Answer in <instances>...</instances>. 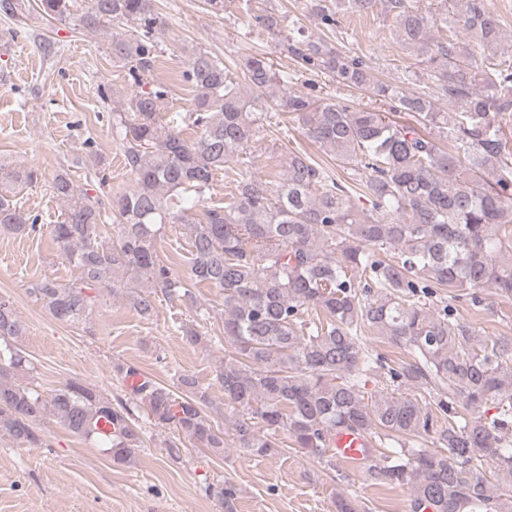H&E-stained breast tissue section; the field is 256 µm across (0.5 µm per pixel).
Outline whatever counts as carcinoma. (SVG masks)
Instances as JSON below:
<instances>
[{"mask_svg": "<svg viewBox=\"0 0 512 512\" xmlns=\"http://www.w3.org/2000/svg\"><path fill=\"white\" fill-rule=\"evenodd\" d=\"M90 2L80 26H112V62L133 87L112 113V135L135 185L112 195L104 175L89 189L68 169L56 174L51 191L67 208L48 228L78 275L30 283V297L57 321L80 325L105 291H122L149 320L158 294L194 305L191 288H217L225 349L216 380L235 417L238 447L272 456L283 433L341 480L333 448L336 436L352 433L364 440L371 484L409 487L406 512H512V341L461 321L445 300L430 303L443 288L471 291L475 307L480 291L512 295V152L502 132L503 118L512 116V58L501 56L504 33L490 0H451L454 9L435 16L410 0H336L334 13L314 5L325 24L337 23V12L362 16L379 6L393 15L399 43L422 58L444 110L424 93L406 95L377 79L362 56L283 27L268 9L251 15L289 42L301 68L370 89L412 113L421 131L374 109L289 93L262 54L241 61L246 93L224 58L199 50L182 73L196 92L192 139L161 116L170 88L156 76L164 29L155 0ZM38 7L48 20L71 19L72 0H39ZM433 28L439 36L430 35ZM275 112L292 115L336 157L369 206L291 151L276 187L244 176L229 201L188 219L189 205L204 201L228 163H245ZM443 137L452 146L440 147ZM38 181L37 171L22 166L0 171L1 228L27 236L42 229L21 202ZM104 224L112 225L108 239ZM167 225L188 241L185 274L160 258ZM367 331L408 359L394 365L373 354L362 341ZM181 332L191 346L216 341L193 323ZM25 333L11 300L0 297V436L40 448L35 424L50 415L125 465L141 447L136 420L144 412L153 426L224 452V433L205 412L208 388L193 374H176L172 386L145 376L116 402L74 380L45 397L20 382ZM376 374L385 387L368 397L365 378ZM203 491L234 512L232 481Z\"/></svg>", "mask_w": 512, "mask_h": 512, "instance_id": "cac0c4a2", "label": "carcinoma"}]
</instances>
